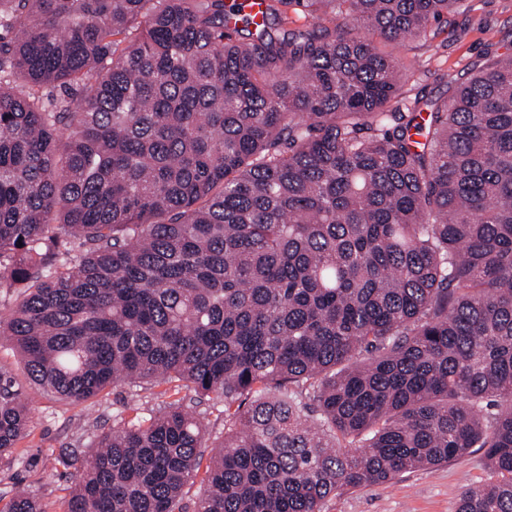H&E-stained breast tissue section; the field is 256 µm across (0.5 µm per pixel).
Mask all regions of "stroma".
Here are the masks:
<instances>
[{
  "label": "stroma",
  "mask_w": 512,
  "mask_h": 512,
  "mask_svg": "<svg viewBox=\"0 0 512 512\" xmlns=\"http://www.w3.org/2000/svg\"><path fill=\"white\" fill-rule=\"evenodd\" d=\"M512 53V0H463L447 24L433 26L426 39L397 48L405 74V96L449 98L470 77L487 52ZM0 368L9 371L25 391L31 408L27 436L18 444L24 464L0 467V492L21 484L42 496L47 512H62L75 483L74 468L64 467L62 454L88 453L96 435L111 431L132 407L153 408L162 400H181L198 417L210 437L224 435V405L183 389L161 393L147 384L139 392L112 387L78 405L60 402L30 383L24 364L9 344L0 345ZM484 449L448 464L417 469L383 484L366 485L329 498L322 512H456L460 493L484 481Z\"/></svg>",
  "instance_id": "1"
}]
</instances>
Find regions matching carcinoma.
Segmentation results:
<instances>
[{"mask_svg": "<svg viewBox=\"0 0 512 512\" xmlns=\"http://www.w3.org/2000/svg\"><path fill=\"white\" fill-rule=\"evenodd\" d=\"M460 2L0 0V340L70 404L224 402L208 459L177 401L64 455L63 512H186L200 472L194 512H321L473 448L457 512H512V55L438 104L384 49ZM29 421L0 369V466Z\"/></svg>", "mask_w": 512, "mask_h": 512, "instance_id": "cac0c4a2", "label": "carcinoma"}]
</instances>
